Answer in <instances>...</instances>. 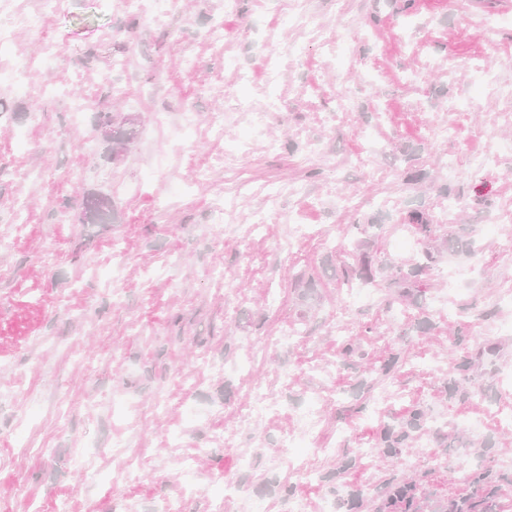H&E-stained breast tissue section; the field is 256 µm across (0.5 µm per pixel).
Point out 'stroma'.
I'll return each instance as SVG.
<instances>
[{
  "label": "stroma",
  "mask_w": 512,
  "mask_h": 512,
  "mask_svg": "<svg viewBox=\"0 0 512 512\" xmlns=\"http://www.w3.org/2000/svg\"><path fill=\"white\" fill-rule=\"evenodd\" d=\"M22 3L33 23L17 32L14 51L33 62L28 94L0 78V512H57L63 500L72 512H123L128 499L155 507L184 483L177 453L207 448L198 480L208 486L233 465L231 452L209 448L214 433L238 430L244 448L274 442L315 394L317 441L338 444L312 462L323 484L302 488L261 457L242 480L246 500L277 512L285 485L305 492L309 512L331 496L337 512H373V490L393 474L424 495L475 498L481 489L469 474L479 466L497 479L490 512H512V425L502 420L512 389L501 381L512 370V333L497 329L512 320V302L499 298L512 283V223L497 236L485 232L512 208V152L480 159L485 146L512 142V0H305L315 37L282 27L292 0H237L217 45L205 33L224 0H174L164 22L142 15L131 39L118 0H69L58 14L43 13L38 0ZM49 44L68 69L43 64ZM294 47L304 56L291 55ZM90 50L99 55L93 65L84 59ZM118 56L127 70L111 69ZM228 56L238 69L225 67ZM266 63L280 73L274 110L259 81L247 86L241 75ZM106 83L118 92L113 111L134 116L138 129L117 163L101 158L94 126ZM465 98L468 112H449ZM263 109L269 117L253 129L250 114ZM183 111L197 125L186 153L171 133ZM218 112L220 142L209 129ZM452 121L462 126L457 140L429 135ZM19 130L29 140L24 153ZM270 139L277 152L267 151ZM225 143L238 148L240 165L197 183V166ZM272 182L302 185L305 194L285 198L281 216L248 234ZM90 192L111 197L112 223H81L74 202ZM344 194L353 199L347 209ZM452 194L459 208L445 221ZM220 198L237 206L235 222L221 228L209 222ZM414 209L437 220L435 238L405 226ZM293 221L309 234L286 254L276 242ZM365 223L369 233L352 232ZM458 239L473 251L456 248ZM427 249L436 263L420 303H395L393 289L379 288L372 306H347L342 262L368 251L413 263ZM97 265L117 268L118 279H97ZM155 266L167 267V279L150 276ZM452 267L471 271L453 299ZM215 269L236 277L238 297L225 296ZM286 328L290 346L232 370L243 346H264ZM465 351L475 365L453 395L450 370ZM395 355L389 378L373 384ZM204 358L230 369L195 377ZM280 366L294 379L282 382ZM178 370L191 381L175 380ZM254 380L280 410L245 425ZM358 403L363 411L353 412ZM415 405L430 413L426 444L396 459L357 456ZM189 408L198 418L181 451L167 448ZM116 446L142 458L137 481L101 480ZM462 446L468 456H457Z\"/></svg>",
  "instance_id": "35a3bbf8"
}]
</instances>
